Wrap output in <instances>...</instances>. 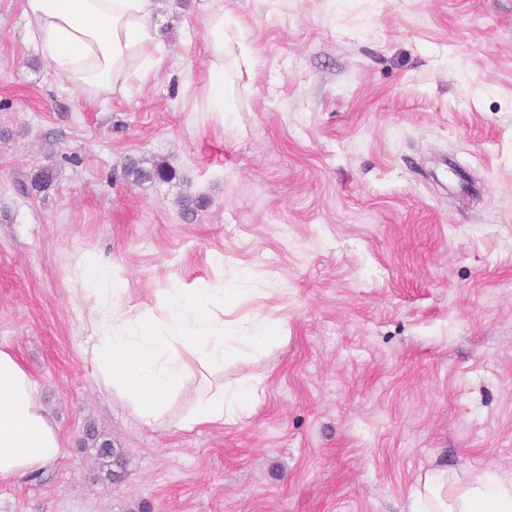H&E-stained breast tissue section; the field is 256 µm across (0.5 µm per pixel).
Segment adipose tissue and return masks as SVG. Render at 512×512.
Returning a JSON list of instances; mask_svg holds the SVG:
<instances>
[{"label":"adipose tissue","mask_w":512,"mask_h":512,"mask_svg":"<svg viewBox=\"0 0 512 512\" xmlns=\"http://www.w3.org/2000/svg\"><path fill=\"white\" fill-rule=\"evenodd\" d=\"M155 0H23L29 38L54 71L83 92L100 96L116 86L144 82L159 69L163 44L152 24ZM211 57L208 111L224 114V51L236 46L239 74L254 58L239 35L229 34L223 13L207 22ZM79 277L93 304L88 312L90 354L97 378L128 402L137 419L155 425L177 397L189 361L215 374L224 368V308L232 294L223 282L199 279L170 289L162 318L122 305L124 277L99 257L86 258ZM252 384H215L181 420L183 428L221 424L239 417L258 397ZM63 453L58 427L37 398V385L17 356L0 346V483L38 472ZM411 512H512V478L476 476L448 490V473L425 475Z\"/></svg>","instance_id":"ef3b65f1"}]
</instances>
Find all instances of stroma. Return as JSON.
I'll list each match as a JSON object with an SVG mask.
<instances>
[{
  "label": "stroma",
  "instance_id": "stroma-1",
  "mask_svg": "<svg viewBox=\"0 0 512 512\" xmlns=\"http://www.w3.org/2000/svg\"><path fill=\"white\" fill-rule=\"evenodd\" d=\"M157 4L161 70L92 98L0 0V345L64 444L0 512H406L431 470L512 476V0ZM218 10L254 56L222 116ZM130 157L173 176L131 183ZM187 192L209 200L190 220ZM85 256L141 310L222 279L226 323L278 328L227 342L225 385L259 400L183 430L191 378L141 424L94 373ZM207 50L211 57V69L208 83L207 109L224 115L227 109V97L224 82V49L232 44L238 48L235 62L240 76L250 74L254 66L252 50L238 35H229L224 26V13L218 11L207 22ZM236 50V48L234 47Z\"/></svg>",
  "mask_w": 512,
  "mask_h": 512
}]
</instances>
